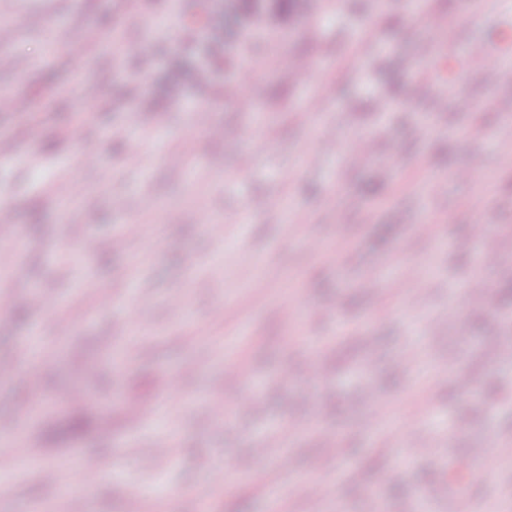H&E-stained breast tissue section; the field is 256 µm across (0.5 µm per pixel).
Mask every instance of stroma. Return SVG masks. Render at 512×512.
Wrapping results in <instances>:
<instances>
[{
  "label": "stroma",
  "mask_w": 512,
  "mask_h": 512,
  "mask_svg": "<svg viewBox=\"0 0 512 512\" xmlns=\"http://www.w3.org/2000/svg\"><path fill=\"white\" fill-rule=\"evenodd\" d=\"M427 9L444 29H428L407 0H382L377 14L368 0H294L272 15L280 37L271 47L264 32L228 30L224 0H0L12 23L0 44V92L20 99L0 111V137L20 156L0 161V202L18 225L16 240L0 243V363L21 369L0 377V432L30 450L18 468L0 469V512H69L57 472L88 458L103 474L90 512H126L132 489L146 512H270L273 496L290 512H312L303 480L313 473L329 480L327 501L341 512H369L376 487L395 512H413L420 490L431 512H512V457L487 443L512 435V298L503 295L512 289V114L494 106L512 100V51L485 64L453 50L512 32V7L428 0ZM366 26L377 44L359 70L337 71ZM116 28L156 55L153 67L112 57ZM76 40L92 46L79 84L67 52ZM216 56L227 67L207 90L195 73ZM298 57L318 59L320 78L336 85L319 111H307L311 91L289 74ZM241 59L256 64L249 110L222 88ZM446 64L459 83L442 96L426 75ZM64 84L68 94L58 95ZM85 84L103 111L84 98ZM324 126L332 140L320 141ZM359 139L373 145L366 166L343 155ZM87 144L97 161L75 164ZM136 148L138 162L128 163ZM475 156L482 168L451 180ZM488 203L502 259L479 267L470 226ZM202 208L210 223H198ZM151 212L161 224L123 244ZM230 212L243 222L225 224ZM448 214L436 236L414 233ZM88 238L95 249L86 255L79 246ZM340 242L352 251L343 264L331 259ZM66 254L73 265L62 264ZM392 257L423 271L426 304L405 315L385 302L396 291ZM474 278L490 308H464L462 285ZM37 290L67 317L37 307ZM172 296L187 315L172 311ZM132 300L143 325L122 310ZM452 303L464 308L453 323ZM229 339L248 359L246 379L224 370ZM411 347L422 350L413 364L403 357ZM457 364L476 398L455 388ZM430 369L444 374L430 407L395 422L389 445L378 446L375 400L405 399ZM33 384L43 391L35 410ZM251 387L255 405L228 424L215 418L212 402L236 404ZM153 403L159 410L146 419L128 411ZM78 418L84 429L71 431ZM291 419L301 425L285 471L261 444ZM326 430L344 456L327 447ZM166 436L176 440L171 462L154 454ZM434 437L446 467L419 452ZM404 448L418 454L400 469ZM481 460L488 469L475 473L469 505H455L445 469ZM221 465L240 480L216 492Z\"/></svg>",
  "instance_id": "35a3bbf8"
}]
</instances>
